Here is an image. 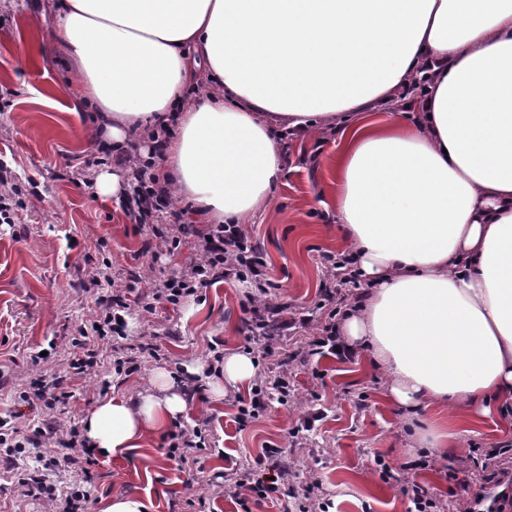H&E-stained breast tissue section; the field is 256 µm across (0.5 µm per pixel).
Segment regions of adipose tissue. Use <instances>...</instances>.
Segmentation results:
<instances>
[{
	"label": "adipose tissue",
	"instance_id": "ef3b65f1",
	"mask_svg": "<svg viewBox=\"0 0 512 512\" xmlns=\"http://www.w3.org/2000/svg\"><path fill=\"white\" fill-rule=\"evenodd\" d=\"M54 38L108 140L174 122L161 173L216 224L267 204L282 130L345 128L336 215L365 297L342 342L436 452L457 436L447 405L473 425L512 407V0H59ZM206 76L221 92L186 104ZM403 91L392 122L357 123ZM257 370L246 352L186 368L215 402ZM152 386L95 407V450L127 456L185 413L173 373Z\"/></svg>",
	"mask_w": 512,
	"mask_h": 512
}]
</instances>
